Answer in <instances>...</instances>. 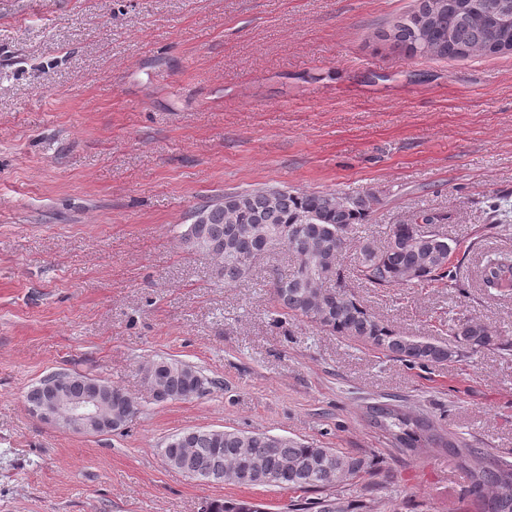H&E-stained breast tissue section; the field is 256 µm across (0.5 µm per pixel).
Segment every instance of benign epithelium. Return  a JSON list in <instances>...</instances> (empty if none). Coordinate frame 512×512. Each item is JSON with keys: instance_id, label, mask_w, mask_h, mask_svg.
<instances>
[{"instance_id": "1", "label": "benign epithelium", "mask_w": 512, "mask_h": 512, "mask_svg": "<svg viewBox=\"0 0 512 512\" xmlns=\"http://www.w3.org/2000/svg\"><path fill=\"white\" fill-rule=\"evenodd\" d=\"M92 390L81 397L67 395L58 383L48 386V397L33 413L58 429L79 434L104 435L121 429L112 419V390L91 383Z\"/></svg>"}]
</instances>
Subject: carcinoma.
I'll return each instance as SVG.
<instances>
[{
    "label": "carcinoma",
    "mask_w": 512,
    "mask_h": 512,
    "mask_svg": "<svg viewBox=\"0 0 512 512\" xmlns=\"http://www.w3.org/2000/svg\"><path fill=\"white\" fill-rule=\"evenodd\" d=\"M420 22L430 57L512 51L509 0H420L416 11L393 25L389 37L410 50ZM374 203L375 198L365 193H298L280 188L226 193L204 205L202 223L185 225L181 240L188 250L217 259V275L226 284L249 275L252 261L261 254L287 248L296 264L274 286L283 312L410 365L451 363L464 351L505 346L498 331L474 319L455 324L453 343L448 345L405 336L371 314L347 290L327 287L340 276L338 261ZM458 247L460 243L440 232L431 217L423 226L415 219L395 224L383 246L367 238L362 241L357 274L377 288L442 281L455 288L452 256ZM480 281L489 291L511 292L512 258L487 262ZM142 373L147 384H158L164 402L183 400L194 386L205 385L196 367L180 361L155 360L144 365ZM367 416L402 455L418 457L430 448L445 449L467 477L466 496L474 512H512V461L477 448L398 404L371 405ZM161 454L166 461L175 459L174 468L191 478L248 486L264 485L272 478L280 488L303 492L338 488L370 470L363 454L263 432L185 431L170 437ZM212 503L214 512H262L258 504L246 500ZM309 509L352 512L348 501L331 495L294 505L296 512Z\"/></svg>",
    "instance_id": "cac0c4a2"
}]
</instances>
